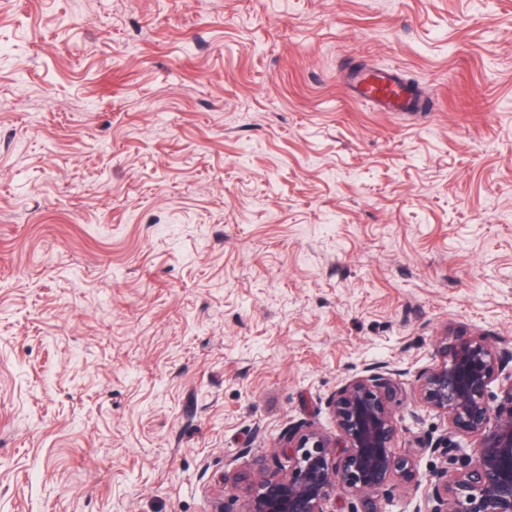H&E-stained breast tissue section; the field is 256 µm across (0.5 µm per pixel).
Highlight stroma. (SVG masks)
<instances>
[{
	"mask_svg": "<svg viewBox=\"0 0 512 512\" xmlns=\"http://www.w3.org/2000/svg\"><path fill=\"white\" fill-rule=\"evenodd\" d=\"M448 332L512 340V0H0V512H242L370 363L411 451ZM349 94L382 112H411L421 107V95L400 68L362 67L347 73Z\"/></svg>",
	"mask_w": 512,
	"mask_h": 512,
	"instance_id": "1",
	"label": "stroma"
}]
</instances>
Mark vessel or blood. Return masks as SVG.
I'll return each mask as SVG.
<instances>
[{
	"instance_id": "vessel-or-blood-1",
	"label": "vessel or blood",
	"mask_w": 512,
	"mask_h": 512,
	"mask_svg": "<svg viewBox=\"0 0 512 512\" xmlns=\"http://www.w3.org/2000/svg\"><path fill=\"white\" fill-rule=\"evenodd\" d=\"M349 94L383 112H411L421 107V95L398 68L362 67L348 72Z\"/></svg>"
}]
</instances>
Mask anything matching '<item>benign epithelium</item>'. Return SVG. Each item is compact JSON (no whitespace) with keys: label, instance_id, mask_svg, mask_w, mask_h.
Wrapping results in <instances>:
<instances>
[{"label":"benign epithelium","instance_id":"benign-epithelium-1","mask_svg":"<svg viewBox=\"0 0 512 512\" xmlns=\"http://www.w3.org/2000/svg\"><path fill=\"white\" fill-rule=\"evenodd\" d=\"M512 361V342L496 345L457 335L442 361L416 376L418 400L443 414L451 427L418 440L449 457V465L422 474L415 456L394 448L395 409L403 404L398 371L367 364L336 391L333 435L313 428L288 433V472L255 460L257 474L244 492L243 512H332L340 487L356 499L347 512H387L379 493L393 480L423 487L413 512H512V373L504 377L501 406L487 399L488 385ZM476 440L469 453L454 440Z\"/></svg>","mask_w":512,"mask_h":512}]
</instances>
